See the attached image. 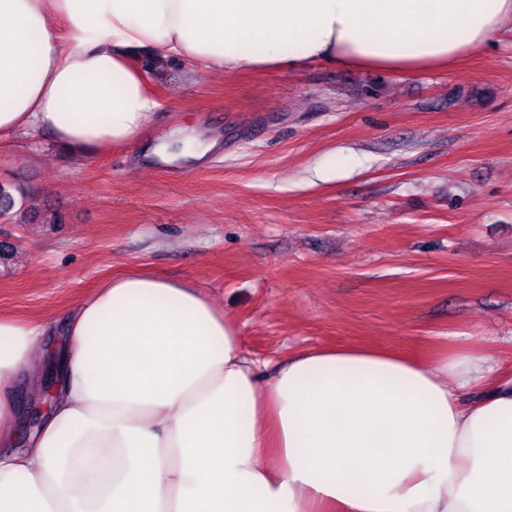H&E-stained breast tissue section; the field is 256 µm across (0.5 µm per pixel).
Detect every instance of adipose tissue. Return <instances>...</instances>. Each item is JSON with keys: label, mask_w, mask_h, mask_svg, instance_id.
I'll list each match as a JSON object with an SVG mask.
<instances>
[{"label": "adipose tissue", "mask_w": 512, "mask_h": 512, "mask_svg": "<svg viewBox=\"0 0 512 512\" xmlns=\"http://www.w3.org/2000/svg\"><path fill=\"white\" fill-rule=\"evenodd\" d=\"M512 0H0V143L144 139L147 52L233 70H449ZM51 404L25 447L19 385ZM190 283L106 280L60 326L0 314V512H512V378L472 349L316 347L272 377Z\"/></svg>", "instance_id": "ef3b65f1"}]
</instances>
